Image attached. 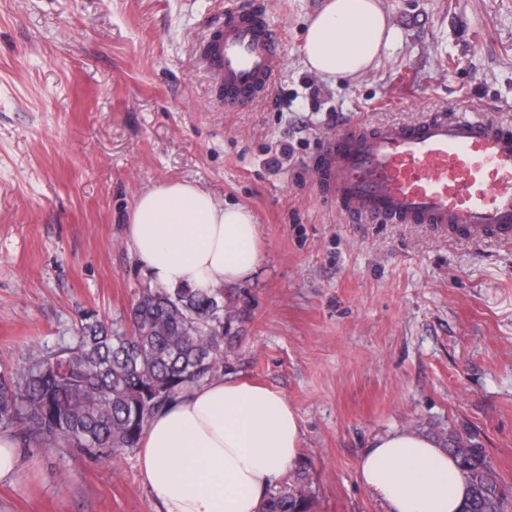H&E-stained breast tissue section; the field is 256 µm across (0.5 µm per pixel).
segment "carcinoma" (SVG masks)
Here are the masks:
<instances>
[{
	"label": "carcinoma",
	"instance_id": "carcinoma-1",
	"mask_svg": "<svg viewBox=\"0 0 512 512\" xmlns=\"http://www.w3.org/2000/svg\"><path fill=\"white\" fill-rule=\"evenodd\" d=\"M239 320L235 292L219 288H146L120 332L94 312L80 318L74 344L31 359L22 372H0V429L22 448L72 452L109 463L138 447L150 419L189 388L221 373L224 340ZM455 456L468 494L461 512H512L486 452L437 432ZM309 475L273 492L262 512H309Z\"/></svg>",
	"mask_w": 512,
	"mask_h": 512
}]
</instances>
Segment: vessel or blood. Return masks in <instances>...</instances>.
Returning <instances> with one entry per match:
<instances>
[{"mask_svg":"<svg viewBox=\"0 0 512 512\" xmlns=\"http://www.w3.org/2000/svg\"><path fill=\"white\" fill-rule=\"evenodd\" d=\"M281 52L280 33L254 2L226 10L199 60L222 87L221 103L245 110L269 92ZM320 186L355 220L512 240V128L448 113L358 126L325 146Z\"/></svg>","mask_w":512,"mask_h":512,"instance_id":"vessel-or-blood-1","label":"vessel or blood"}]
</instances>
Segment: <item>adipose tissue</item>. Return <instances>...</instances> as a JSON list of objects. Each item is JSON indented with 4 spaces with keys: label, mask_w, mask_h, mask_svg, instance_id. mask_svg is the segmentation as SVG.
Returning <instances> with one entry per match:
<instances>
[{
    "label": "adipose tissue",
    "mask_w": 512,
    "mask_h": 512,
    "mask_svg": "<svg viewBox=\"0 0 512 512\" xmlns=\"http://www.w3.org/2000/svg\"><path fill=\"white\" fill-rule=\"evenodd\" d=\"M395 36L380 0H325L309 20L303 63L335 82L368 73ZM126 240L160 288H218L249 278L262 259L253 214L189 180L143 192ZM301 421L270 387L227 376L192 387L150 420L138 465L159 512H260L298 457ZM30 462L0 431V484H20ZM361 485L386 512H460L467 485L452 454L432 436L400 429L357 459Z\"/></svg>",
    "instance_id": "adipose-tissue-1"
}]
</instances>
